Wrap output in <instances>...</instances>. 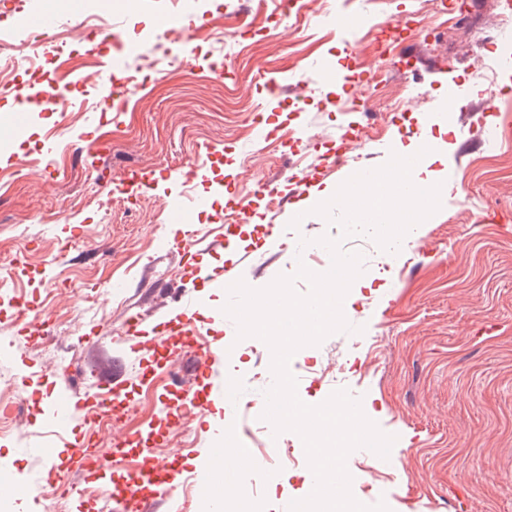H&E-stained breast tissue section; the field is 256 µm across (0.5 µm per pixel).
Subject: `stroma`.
Masks as SVG:
<instances>
[{
	"instance_id": "1",
	"label": "stroma",
	"mask_w": 512,
	"mask_h": 512,
	"mask_svg": "<svg viewBox=\"0 0 512 512\" xmlns=\"http://www.w3.org/2000/svg\"><path fill=\"white\" fill-rule=\"evenodd\" d=\"M240 2L111 0L65 53L43 45L35 61L0 75V142L11 133L15 88L39 96L60 88L73 103L30 113L25 137L0 151V412L12 413L0 429V512H57L64 484L76 488L66 512H117L120 496L68 470L60 443L86 439L109 456L115 436L151 427L169 438L151 456L179 452L195 487L185 512H211L224 484L206 467L208 449L268 441L270 425L232 405L222 420L194 408L167 418L165 406L186 396L169 367H190L196 342L163 318L193 293L210 342L232 348L225 385L236 398H263L257 374L269 371L271 350L238 339L223 292L208 289L206 277L224 269L262 288L301 264L325 272L317 239L341 238L339 227L317 214L298 229L288 224L299 177L336 184L327 166L353 121L364 131L352 164L378 168L394 142L425 135L448 141V175L439 211L389 260L369 236L341 238L342 251L365 263L364 285L349 290L344 311L357 331L295 352L298 395L317 405L347 390L395 435L389 458L365 448L347 458L363 504L512 512V132L495 153L483 144L512 101V77L500 74L492 94L473 82L481 57L504 48L488 42L504 0H467L445 15L429 0H328L300 25L278 0L246 17ZM87 8L86 0H0V52L43 33L46 15L56 16V31H70ZM403 19L420 23V40L392 37L388 21ZM353 51L360 70L388 76L366 104L320 70L346 66ZM214 52L224 56L220 79L209 71ZM116 53L124 73L156 62L142 89L125 93L124 74L99 67ZM452 81L459 99L447 113ZM409 94L419 96L417 108L390 111ZM228 191L261 222L279 214L285 230L223 243ZM187 236L190 247L177 249ZM20 301L31 305L28 318L15 314ZM133 330L161 349L131 352ZM64 374L85 394L122 389L133 413L58 429L44 407ZM252 480L256 497L242 499L241 512H285L312 473L301 453ZM14 484L27 486L26 499L11 493Z\"/></svg>"
}]
</instances>
